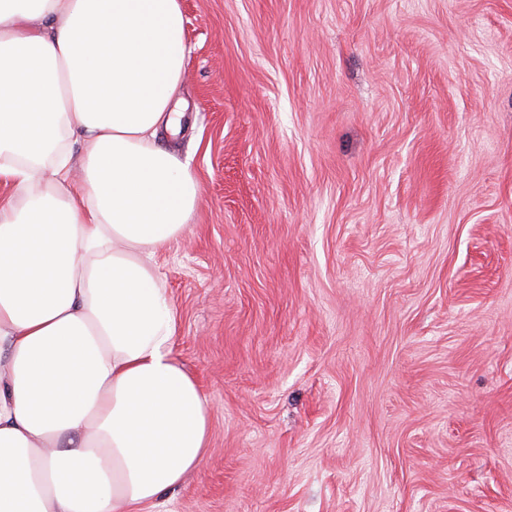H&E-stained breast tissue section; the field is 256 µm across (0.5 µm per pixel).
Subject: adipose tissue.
I'll return each mask as SVG.
<instances>
[{"label":"adipose tissue","mask_w":512,"mask_h":512,"mask_svg":"<svg viewBox=\"0 0 512 512\" xmlns=\"http://www.w3.org/2000/svg\"><path fill=\"white\" fill-rule=\"evenodd\" d=\"M188 52L180 0H0V512H152L204 458L152 262L200 202L158 143Z\"/></svg>","instance_id":"adipose-tissue-1"}]
</instances>
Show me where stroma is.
Masks as SVG:
<instances>
[{
  "label": "stroma",
  "mask_w": 512,
  "mask_h": 512,
  "mask_svg": "<svg viewBox=\"0 0 512 512\" xmlns=\"http://www.w3.org/2000/svg\"><path fill=\"white\" fill-rule=\"evenodd\" d=\"M181 4L211 437L157 512H512V0Z\"/></svg>",
  "instance_id": "1"
}]
</instances>
